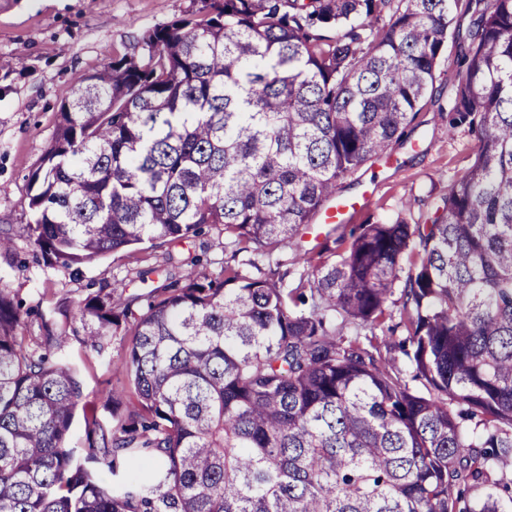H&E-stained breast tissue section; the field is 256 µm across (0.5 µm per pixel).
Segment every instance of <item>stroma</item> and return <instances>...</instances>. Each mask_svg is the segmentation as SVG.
Returning <instances> with one entry per match:
<instances>
[{"label":"stroma","mask_w":512,"mask_h":512,"mask_svg":"<svg viewBox=\"0 0 512 512\" xmlns=\"http://www.w3.org/2000/svg\"><path fill=\"white\" fill-rule=\"evenodd\" d=\"M195 0H0V227L28 220L29 176L43 155L58 122L61 104L68 100L77 79L113 58L139 54L143 34L196 9ZM24 52L28 67L16 69L14 56ZM442 78L421 110L405 143L390 154L367 162L345 179L338 195L355 208L342 224H315L303 230L306 247H326L330 260L341 261L350 245V233L359 224L411 214L425 219L428 210L448 191L449 181L474 159L476 139L466 128L449 129L444 107L454 97L451 76L456 69L454 49H447ZM413 209H406V202ZM218 228L202 235L163 245L133 257L112 253L103 260L59 271L41 256L24 248L0 255V288L18 293L27 304L53 314L60 299L78 301L113 282L130 291L148 292L151 281L138 278L140 267L162 263L172 256L174 272L183 275L195 255H206L210 273H218L225 256ZM120 342L104 354L79 343L64 358L83 381L85 413L109 421L102 405L106 391L121 386ZM76 414L69 444L85 454L88 440L84 415Z\"/></svg>","instance_id":"35a3bbf8"}]
</instances>
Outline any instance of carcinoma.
I'll list each match as a JSON object with an SVG mask.
<instances>
[{"label": "carcinoma", "instance_id": "obj_1", "mask_svg": "<svg viewBox=\"0 0 512 512\" xmlns=\"http://www.w3.org/2000/svg\"><path fill=\"white\" fill-rule=\"evenodd\" d=\"M457 7L201 0L77 80L0 254L24 241L69 269L208 224L232 264L152 268L146 294L115 282L41 317L31 344L32 308L0 288V512H506L512 0L468 4L448 127L478 146L428 221L361 224L337 263L297 241L404 140ZM286 246L304 266L291 286ZM400 282L404 335L379 336ZM110 336L136 406L105 395L112 421L84 416L78 456L82 385L61 353Z\"/></svg>", "mask_w": 512, "mask_h": 512}]
</instances>
